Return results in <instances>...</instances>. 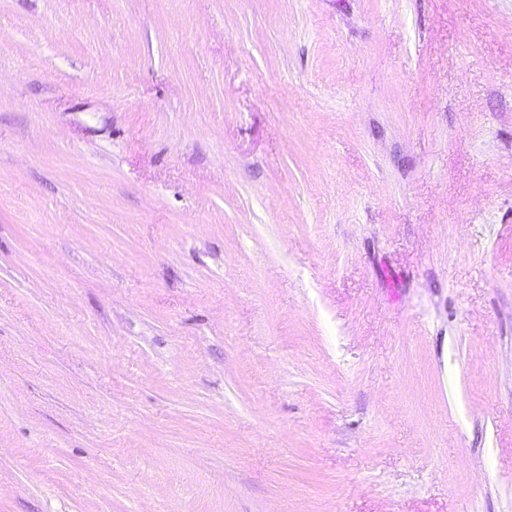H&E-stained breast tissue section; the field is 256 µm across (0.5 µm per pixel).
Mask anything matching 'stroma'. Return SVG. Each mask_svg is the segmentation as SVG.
<instances>
[{"label": "stroma", "instance_id": "obj_1", "mask_svg": "<svg viewBox=\"0 0 512 512\" xmlns=\"http://www.w3.org/2000/svg\"><path fill=\"white\" fill-rule=\"evenodd\" d=\"M0 512H512V0H0Z\"/></svg>", "mask_w": 512, "mask_h": 512}]
</instances>
